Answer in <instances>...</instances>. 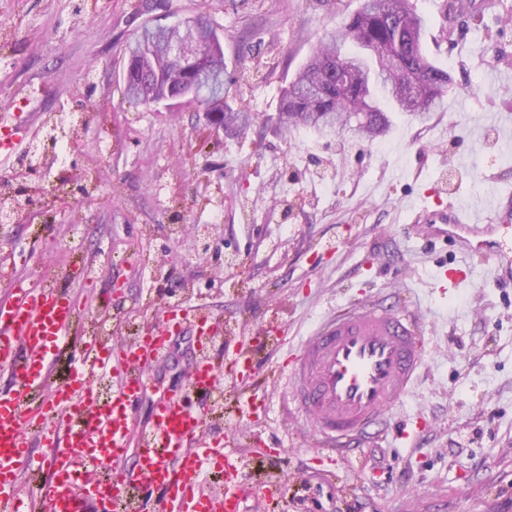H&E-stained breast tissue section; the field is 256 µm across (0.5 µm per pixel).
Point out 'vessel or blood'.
<instances>
[{
    "label": "vessel or blood",
    "instance_id": "b4317fda",
    "mask_svg": "<svg viewBox=\"0 0 512 512\" xmlns=\"http://www.w3.org/2000/svg\"><path fill=\"white\" fill-rule=\"evenodd\" d=\"M0 161L8 162L23 142L25 125L6 127ZM419 238L445 240L464 259H479L495 287L512 288V195L495 192L476 204L435 202L419 207ZM76 307L69 292L21 279L8 282L0 300V369L12 379L0 394V512H121L125 496L146 486L159 492L169 512H251L253 505L278 498L276 485L255 491L239 482L244 465L233 447L208 439V407L193 397H210L223 363L206 352L217 326L210 317H183L176 309L150 320L135 340L113 347L87 343L55 378L58 352L70 336ZM419 314L373 302L325 317L283 365L292 400L310 421L321 447L370 439L393 431L398 447H410L418 421L393 415L411 384L426 367ZM191 327L199 352L189 388L164 393L155 404L149 429L131 436L135 406L145 390L146 365L167 359L173 335ZM245 363V389L237 403L240 418L270 415L266 395L248 383L259 368L254 348L238 350ZM110 373L112 392L95 403L96 371ZM50 448L49 480L37 498L23 497L25 477L42 463L30 454L34 442ZM139 452L127 468L111 470L130 443ZM224 476L221 491L207 485Z\"/></svg>",
    "mask_w": 512,
    "mask_h": 512
}]
</instances>
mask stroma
I'll return each instance as SVG.
<instances>
[{
  "label": "stroma",
  "instance_id": "stroma-1",
  "mask_svg": "<svg viewBox=\"0 0 512 512\" xmlns=\"http://www.w3.org/2000/svg\"><path fill=\"white\" fill-rule=\"evenodd\" d=\"M426 20L424 48L453 79L442 111L421 122L393 115L373 142H325L283 129V90L313 48L361 0H0V113L33 115L32 135L59 112L86 126L63 158L48 156L42 189L59 200L31 224L0 225L17 247L13 275L54 282L80 308L69 338L80 349L107 317L144 324L169 308H201L224 326L215 355L240 333L288 326V341L252 380L276 398L281 360L326 315L377 298L420 305L427 369L398 411L421 420L414 448L385 442L330 460L294 411L237 419L239 382L224 373V410L208 433L233 431L255 487L281 484L270 512H512V288L474 264L466 285L437 290L456 267L452 247L414 238L412 204L430 189L469 202L512 190V0H412ZM483 13L482 25L470 15ZM205 14L224 34L229 96L251 126L212 134L195 107L129 103L122 82L128 44L155 20ZM209 253L189 259L170 224L210 226ZM144 371L139 428L153 404L184 385L196 345Z\"/></svg>",
  "mask_w": 512,
  "mask_h": 512
}]
</instances>
